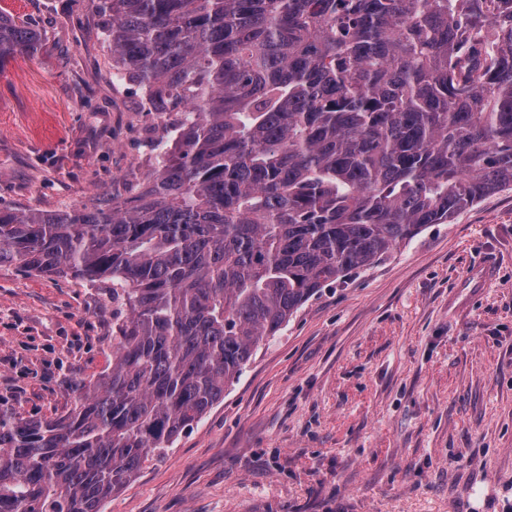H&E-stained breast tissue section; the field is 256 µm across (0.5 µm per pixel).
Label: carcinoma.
<instances>
[{"label":"carcinoma","mask_w":512,"mask_h":512,"mask_svg":"<svg viewBox=\"0 0 512 512\" xmlns=\"http://www.w3.org/2000/svg\"><path fill=\"white\" fill-rule=\"evenodd\" d=\"M165 117L132 196L0 208V264L112 285V367L0 409V512H102L322 288L512 186V0H99ZM40 34L0 7V66Z\"/></svg>","instance_id":"obj_1"}]
</instances>
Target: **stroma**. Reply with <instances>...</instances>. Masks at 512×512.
Listing matches in <instances>:
<instances>
[{"label":"stroma","instance_id":"obj_1","mask_svg":"<svg viewBox=\"0 0 512 512\" xmlns=\"http://www.w3.org/2000/svg\"><path fill=\"white\" fill-rule=\"evenodd\" d=\"M0 207L69 211L152 169L92 0H0ZM492 262L493 280L465 287ZM112 365V290L0 266V407L64 415ZM103 512H512V188L314 295ZM40 43V34L27 21L0 7V69L18 55L33 56Z\"/></svg>","mask_w":512,"mask_h":512}]
</instances>
